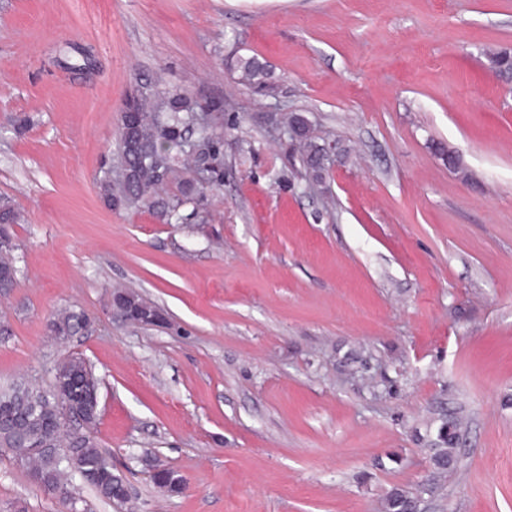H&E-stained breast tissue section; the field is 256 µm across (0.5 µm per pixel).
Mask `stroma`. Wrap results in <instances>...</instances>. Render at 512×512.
<instances>
[{
	"label": "stroma",
	"mask_w": 512,
	"mask_h": 512,
	"mask_svg": "<svg viewBox=\"0 0 512 512\" xmlns=\"http://www.w3.org/2000/svg\"><path fill=\"white\" fill-rule=\"evenodd\" d=\"M512 0H0V194L18 279L0 384L100 380L102 450L131 500L88 512H379L417 488L441 421L456 470L423 512H512ZM257 57L273 92L226 63ZM210 105L224 185L190 224L110 210L124 97ZM344 148L313 181L276 119ZM27 118L19 128V118ZM460 155L450 170L445 151ZM166 328L115 316L113 287ZM91 329L57 345L46 321ZM181 476L161 491L148 460ZM65 512L0 453V512ZM84 327V313L81 309L66 308L47 320L46 331L55 340L59 336H75Z\"/></svg>",
	"instance_id": "stroma-1"
}]
</instances>
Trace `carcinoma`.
<instances>
[{"instance_id":"1","label":"carcinoma","mask_w":512,"mask_h":512,"mask_svg":"<svg viewBox=\"0 0 512 512\" xmlns=\"http://www.w3.org/2000/svg\"><path fill=\"white\" fill-rule=\"evenodd\" d=\"M230 68L241 73L250 87L260 93L273 89L272 73L254 57H239ZM165 111L139 95L135 90L127 95L122 111L116 157L109 158L107 167L121 171L114 180L103 178L100 192L110 209L144 208L159 221L170 224H190L198 215L209 188L224 181V140L209 127L195 126L198 113L208 110L177 91L165 96ZM289 124L302 129L295 139V150L313 172L319 151L318 143L308 135L307 125L295 115L286 118ZM22 222V215L12 199L0 197V290L7 291L17 282L18 267L14 251V226ZM116 315L133 323L157 313L153 303L138 292L116 290ZM84 327V313L66 308L46 323V331L54 339L74 336ZM77 382L83 393L99 392V379L92 367L81 357L69 355L59 367V376L46 389L23 382H14L0 389V448H10L15 463L38 472L42 488L55 493L66 485L65 475L70 470L94 473L91 489L101 499L117 498L125 485L114 473L112 462L101 450L95 427L89 435L75 444L67 433L59 429L56 413L58 400L67 396L61 382ZM460 423L445 420L437 429L436 441L426 449L432 465V478L454 470L458 464L456 448ZM53 448L42 452L44 443ZM154 480L169 490H178L181 478L166 466L156 463ZM427 481L417 489L392 488L381 502V512H411L424 493L433 491Z\"/></svg>"}]
</instances>
